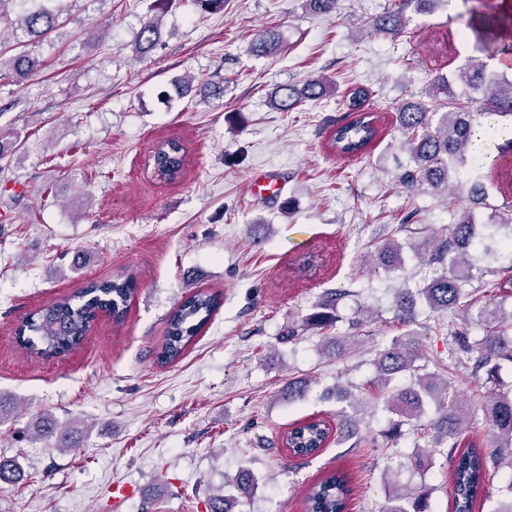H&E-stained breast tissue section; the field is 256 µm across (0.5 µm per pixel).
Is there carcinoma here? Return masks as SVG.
Instances as JSON below:
<instances>
[{"label": "carcinoma", "instance_id": "obj_1", "mask_svg": "<svg viewBox=\"0 0 512 512\" xmlns=\"http://www.w3.org/2000/svg\"><path fill=\"white\" fill-rule=\"evenodd\" d=\"M200 14L224 11V0H188ZM409 0H399L398 7L386 11L375 20L376 28L388 34L403 29L404 8ZM477 22L470 25L471 34L492 57L512 55V30L480 15L477 7L469 9ZM59 12L39 7L20 15V27L32 40L55 31ZM160 39L158 18L146 22L136 35L134 50L145 56ZM279 34L267 29L258 34L253 48L261 53L278 49ZM39 61L27 51L17 53L8 62L0 61V75L15 84L26 81L38 68ZM454 79L461 93L448 92V81L440 78L433 85V97L446 96L429 108L421 103L408 102L397 112L399 129L409 150L412 163L397 174V182L406 189L427 185L434 190L461 187L474 205L484 203L488 196L487 178L482 170H492L497 160L512 154V73L504 69L460 68ZM193 91V81L175 80L165 97L184 99ZM326 86L320 79L308 81L302 88L286 86L279 89L273 101L275 108L289 111L309 100L324 95ZM367 93L356 88L349 96L348 108L352 118L336 125L332 142L344 155L365 153L378 135V129L364 120ZM184 149L178 142L170 143V151L157 156L156 174L165 181L176 180L183 169ZM500 228L508 229L499 242L500 248L512 249V205L500 215ZM475 222L471 212H464L445 237L429 235L411 248L422 254L429 264H439L445 272L416 288L399 289L394 296V311L401 325L409 328L407 343L396 338L391 346L379 351L376 359L377 377L369 389L385 399L388 409L398 419L392 421L388 435H403V426L418 422L433 406L434 417L429 420L438 442H448L453 457L454 512H474V506L488 496L489 473L487 461L477 442L468 439L466 432L472 418L482 412L491 431L496 462L512 468V385L504 386L498 371L504 362L512 363V309L504 305L512 299V266L491 272L482 282V300L471 298L463 289L460 268L466 264L469 249L475 247ZM404 245L393 240L377 249L379 265L386 272L402 266ZM135 290L131 276L93 281L74 295L56 300L29 316L17 329V337L39 354L49 357L69 352L86 335L90 325L102 314L120 322L124 319ZM337 293L325 294L304 319L313 329L333 328L338 316ZM220 298L202 290L188 293L170 314L164 343L157 354L162 363L178 361L199 331L218 308ZM436 313L450 310L465 311L464 327L450 331L448 354L454 368H471L485 372L494 383L487 394L470 402L464 401L450 381L438 373H424L405 388L389 391L387 387L396 375L417 370L421 358L416 351L411 326L417 324L418 305ZM483 330L479 339H471L469 327ZM328 431L316 420H308L290 429V443L313 456L323 447ZM350 492L348 476L337 470L315 483L308 491V512H344ZM430 492L413 490L389 496L385 512H428Z\"/></svg>", "mask_w": 512, "mask_h": 512}]
</instances>
